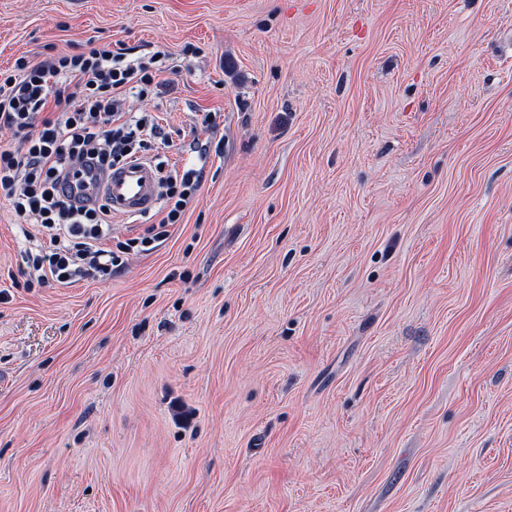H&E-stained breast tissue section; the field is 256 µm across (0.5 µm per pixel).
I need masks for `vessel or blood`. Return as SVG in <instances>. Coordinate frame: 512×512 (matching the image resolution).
Returning <instances> with one entry per match:
<instances>
[{"instance_id":"b4317fda","label":"vessel or blood","mask_w":512,"mask_h":512,"mask_svg":"<svg viewBox=\"0 0 512 512\" xmlns=\"http://www.w3.org/2000/svg\"><path fill=\"white\" fill-rule=\"evenodd\" d=\"M68 194L81 204L107 200L114 214L138 217L153 211L161 201L157 170L151 161L131 160L104 170L89 161L70 171Z\"/></svg>"}]
</instances>
